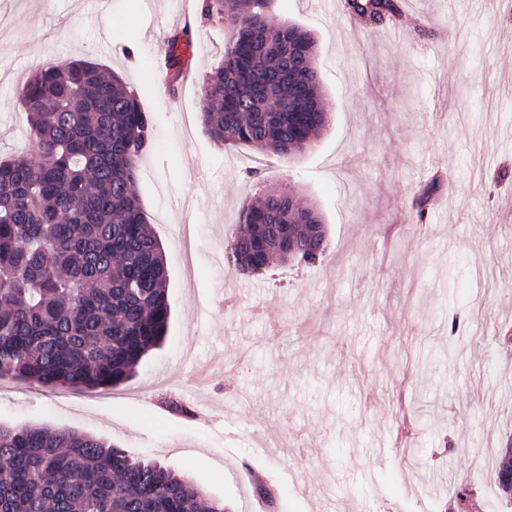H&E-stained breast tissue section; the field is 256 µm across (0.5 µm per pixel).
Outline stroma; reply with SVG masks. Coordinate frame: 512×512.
I'll return each mask as SVG.
<instances>
[{
  "mask_svg": "<svg viewBox=\"0 0 512 512\" xmlns=\"http://www.w3.org/2000/svg\"><path fill=\"white\" fill-rule=\"evenodd\" d=\"M397 2L398 35L355 30L346 0H272L277 21L313 37L328 110L318 139L284 159L203 128V79L226 32L196 0H0V158L37 153L18 69L81 58L118 74L153 120L137 188L171 306L164 342L116 387L0 379V425L97 435L228 512H243L248 465L279 512H442L458 480L481 498L476 461L512 434V347L499 341L512 336V40L498 37L512 14L499 0ZM185 11L184 85L156 58ZM436 177L438 201L417 214ZM268 192L315 208L327 250L236 274L216 261L227 227ZM173 399L190 415L170 413Z\"/></svg>",
  "mask_w": 512,
  "mask_h": 512,
  "instance_id": "obj_1",
  "label": "stroma"
}]
</instances>
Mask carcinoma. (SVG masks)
I'll return each instance as SVG.
<instances>
[{"label": "carcinoma", "mask_w": 512, "mask_h": 512, "mask_svg": "<svg viewBox=\"0 0 512 512\" xmlns=\"http://www.w3.org/2000/svg\"><path fill=\"white\" fill-rule=\"evenodd\" d=\"M271 0H205L228 37L203 81L201 122L211 139L283 158L323 127L315 41L276 23ZM370 23L395 0H348ZM181 36L167 41L172 81L185 70ZM18 100L36 157L0 161V378L73 389L112 388L168 331L163 249L141 209L135 173L152 118L116 73L84 59L26 77ZM439 182L414 200L424 211ZM316 224L288 194L242 202L228 228L227 265L262 272L288 233L268 224ZM0 512H224L196 482L94 435L46 425L0 426Z\"/></svg>", "instance_id": "cac0c4a2"}]
</instances>
